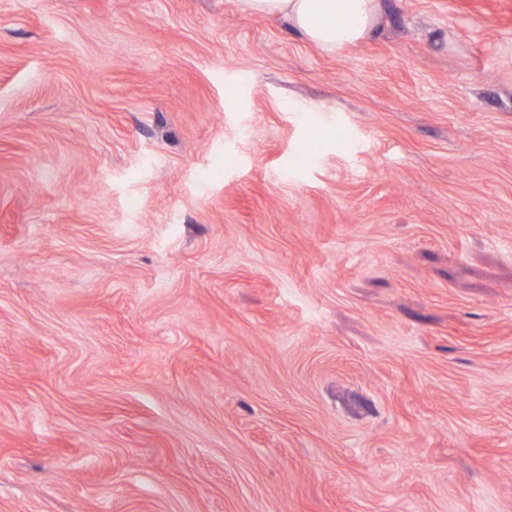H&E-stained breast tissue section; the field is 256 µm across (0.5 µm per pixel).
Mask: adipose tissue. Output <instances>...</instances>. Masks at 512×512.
Here are the masks:
<instances>
[{"label": "adipose tissue", "instance_id": "obj_1", "mask_svg": "<svg viewBox=\"0 0 512 512\" xmlns=\"http://www.w3.org/2000/svg\"><path fill=\"white\" fill-rule=\"evenodd\" d=\"M245 14L280 17L309 42L337 51L365 39L379 22L380 0H237Z\"/></svg>", "mask_w": 512, "mask_h": 512}]
</instances>
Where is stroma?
<instances>
[{
    "mask_svg": "<svg viewBox=\"0 0 512 512\" xmlns=\"http://www.w3.org/2000/svg\"><path fill=\"white\" fill-rule=\"evenodd\" d=\"M380 10L0 0V512H512V0ZM244 14L280 17L309 42L337 51L365 39L379 22V0H237Z\"/></svg>",
    "mask_w": 512,
    "mask_h": 512,
    "instance_id": "obj_1",
    "label": "stroma"
}]
</instances>
